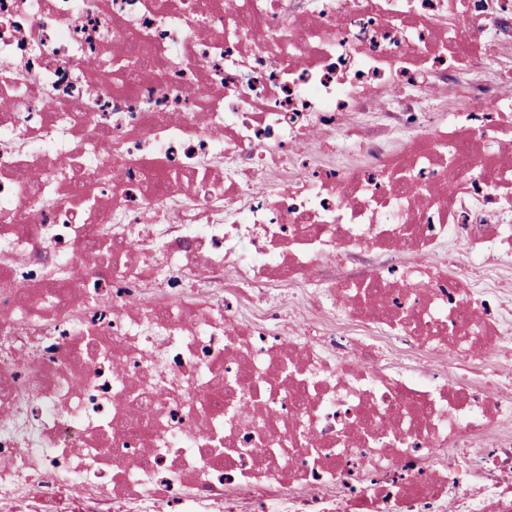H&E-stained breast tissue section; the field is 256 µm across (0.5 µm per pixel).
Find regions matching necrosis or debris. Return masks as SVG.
Returning a JSON list of instances; mask_svg holds the SVG:
<instances>
[{
	"mask_svg": "<svg viewBox=\"0 0 512 512\" xmlns=\"http://www.w3.org/2000/svg\"><path fill=\"white\" fill-rule=\"evenodd\" d=\"M508 153L512 0H0V512H512Z\"/></svg>",
	"mask_w": 512,
	"mask_h": 512,
	"instance_id": "1",
	"label": "necrosis or debris"
}]
</instances>
